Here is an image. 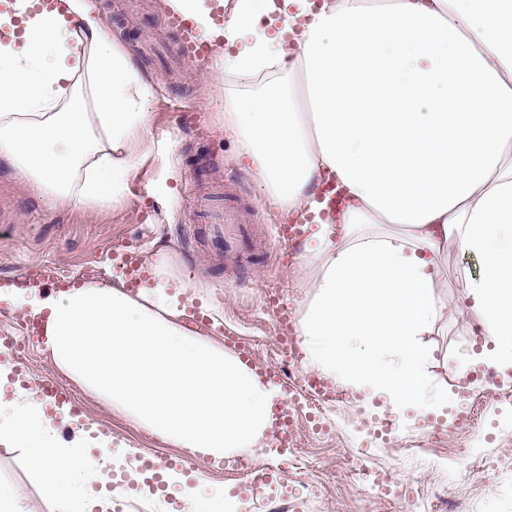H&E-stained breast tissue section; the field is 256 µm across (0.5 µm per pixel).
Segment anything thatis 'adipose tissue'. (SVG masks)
<instances>
[{"instance_id": "obj_1", "label": "adipose tissue", "mask_w": 512, "mask_h": 512, "mask_svg": "<svg viewBox=\"0 0 512 512\" xmlns=\"http://www.w3.org/2000/svg\"><path fill=\"white\" fill-rule=\"evenodd\" d=\"M166 4L218 41L225 70L302 76L236 101L228 124L280 210L318 226L317 299L298 323L309 365L385 396L394 413L443 409L420 337L442 315L439 260L453 246L486 262L468 294L486 336L475 359L512 367V0ZM0 29V157L63 204L123 196L150 138L149 86L91 0H17ZM78 87L88 99L71 98ZM328 176L348 198L337 225L317 194ZM152 276L134 294L85 285L0 298L45 319L56 364L148 432L216 463L262 447L278 389L184 329L187 287L172 291L162 264ZM52 432L40 405L0 402V441L28 448L45 495L65 512H107L112 494L95 484L111 442L85 462Z\"/></svg>"}]
</instances>
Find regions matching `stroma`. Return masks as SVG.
<instances>
[{
	"label": "stroma",
	"mask_w": 512,
	"mask_h": 512,
	"mask_svg": "<svg viewBox=\"0 0 512 512\" xmlns=\"http://www.w3.org/2000/svg\"><path fill=\"white\" fill-rule=\"evenodd\" d=\"M96 3L113 44L151 86L145 104L151 116L150 149L124 198L114 204H54L14 166L0 161V277L22 276L29 264L40 263L51 275L72 277L81 285H109L120 273L118 261L107 257L117 244L136 248L147 267L166 257L173 283L189 282L210 308L205 337L220 344L225 332H232L252 346L260 364L282 370L296 439L287 450L272 442L259 451L237 450L218 464L191 458L56 366L36 340L17 345L22 371L0 386V398L40 401V382L53 376L71 391L75 404L66 421L55 408L44 409L59 443L93 459L98 438L105 437L125 455L168 460L183 470L185 481L164 494H148L131 483L128 494L115 496L112 512H193L185 493L189 487L223 489L224 512H268L271 496L286 497L288 512H404L408 507L449 512L450 500L456 512H512V378L495 384L475 378L463 390L455 376L475 350L466 303L469 284L484 275L482 259L449 248L436 291L445 318L423 338L432 350L423 366L427 386L447 397V417L412 408L395 416L384 398L368 405L345 385L334 400L314 404L301 387L305 350L297 348L296 361H289L266 296L277 292L294 319L307 313L318 293L317 242L306 238L292 257L270 246L274 226L288 218L255 171L239 162L238 145L226 130L231 99L286 88L287 76L274 70L254 80L227 74L217 51L204 64L160 57L152 45L172 37L165 0ZM184 109L198 112L195 125L177 126L175 117ZM188 190L252 211L259 241L247 245L238 264L225 262L215 248L198 208L184 196ZM463 412L470 418L465 426L457 423ZM357 455L364 457L370 474L388 478L389 493L372 495L366 479L354 474L350 459ZM250 457L270 472V485L251 486L236 469V461ZM0 488L19 493L23 512H59L29 469L26 448L0 446Z\"/></svg>",
	"instance_id": "stroma-1"
}]
</instances>
